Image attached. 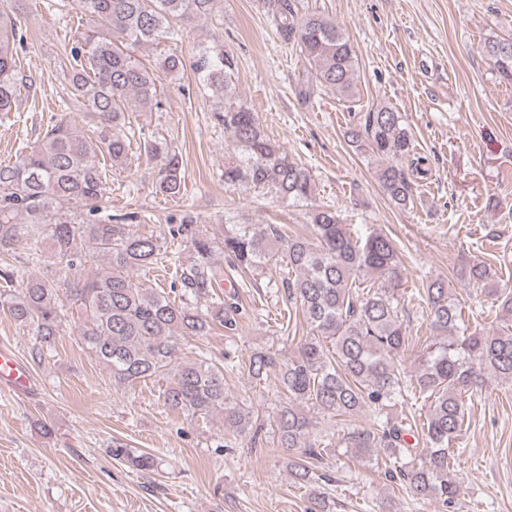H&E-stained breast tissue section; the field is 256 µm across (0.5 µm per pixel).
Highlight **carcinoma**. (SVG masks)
<instances>
[{
    "instance_id": "cac0c4a2",
    "label": "carcinoma",
    "mask_w": 512,
    "mask_h": 512,
    "mask_svg": "<svg viewBox=\"0 0 512 512\" xmlns=\"http://www.w3.org/2000/svg\"><path fill=\"white\" fill-rule=\"evenodd\" d=\"M219 0H79L82 13L106 31L90 50L78 44L64 48L74 62L69 78L71 95L82 101L89 121L101 125L97 137L87 138L70 124L59 122L46 130L41 143L15 161L0 162V257L12 255L22 237L33 240L34 251L47 245L68 268L81 261L78 240L85 238L107 259L106 270L71 284L81 317L68 320L55 289L39 277L30 278L14 294V272L0 269V305L14 320L33 328L41 347L51 349L68 330L99 363L116 386H132L165 375L163 392L172 410L224 415V430L240 434L249 421L241 410L226 404L224 364L204 353L195 361H181L178 340L209 335L219 325L227 333L238 329L239 307L224 299L222 255L236 268L250 270L280 256L287 269L281 286L288 299L299 302L311 335L302 340L298 355L277 368L275 358L258 351L240 367L256 382L279 369L280 389L288 395L275 418L284 448L304 447L288 460L296 479L311 483L316 475L308 461L320 456L304 444L314 429L299 409L311 403L335 417L352 416L364 408L380 418L375 430L350 433L360 454L374 448L384 452V474L398 479L412 496L433 499L441 512H450L459 495L458 455L449 444L459 439L470 408L462 395L478 394L488 373L512 383V294L489 292L499 301L510 324L493 335L469 331L462 318L463 304L451 298L444 282L434 280L423 289L435 333L418 356L416 370L407 374L396 358L407 347L400 320V302L389 288L354 290L356 280L370 277L386 282L402 278L394 240L382 230L354 235L333 208L311 212L313 238L288 234L274 224H233L223 237L197 224H179L172 236L190 243L195 257L181 269L179 299L144 288L130 276L133 270L160 260V246L128 224L102 217L110 194L107 163L127 160L131 138L121 115L133 107L160 106L154 71L114 44L118 35L132 44H153L178 34L172 21L190 24L209 18ZM21 0H0V112L8 113L26 84L19 47L23 46ZM268 16L293 49L307 75L300 95L307 99L322 91L350 93L356 86L357 56L332 19L300 14L295 0H265ZM492 71L512 84V38L485 44ZM162 69L170 76L183 73L185 59L172 52ZM193 72L211 89L223 93L213 118L224 126L232 152L224 157V183L263 191L293 203L311 200L315 183L303 164L265 134L255 112L232 91L236 62L222 44L203 47L194 55ZM351 146L385 161L378 170L384 193L398 206L413 204L412 180L404 161L423 174L415 156L412 133L400 112L379 106L365 113L363 122L349 128ZM148 153L163 162L158 190L167 197L180 193L181 161L167 142L156 141ZM70 203L80 212L63 210ZM428 406L425 419H392L398 404ZM419 432L426 448L421 463L403 461L412 455L406 436ZM113 455L126 457L135 469L152 465L151 457L124 448Z\"/></svg>"
}]
</instances>
